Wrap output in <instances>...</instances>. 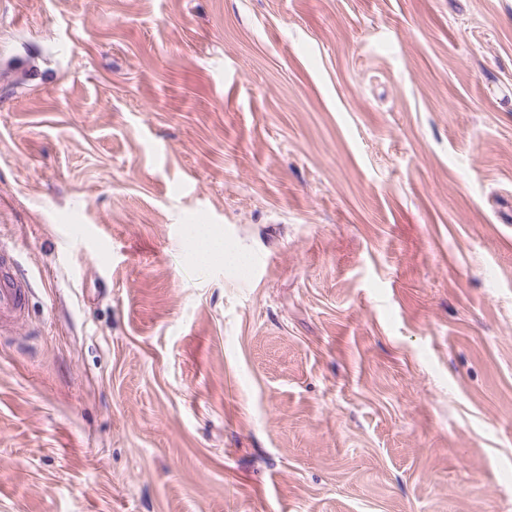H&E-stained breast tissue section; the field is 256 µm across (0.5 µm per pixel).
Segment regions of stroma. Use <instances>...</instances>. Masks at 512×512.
Here are the masks:
<instances>
[{
  "label": "stroma",
  "mask_w": 512,
  "mask_h": 512,
  "mask_svg": "<svg viewBox=\"0 0 512 512\" xmlns=\"http://www.w3.org/2000/svg\"><path fill=\"white\" fill-rule=\"evenodd\" d=\"M0 512H512V0H0ZM31 283L15 272L11 249L0 246V328L6 320L19 322L27 311Z\"/></svg>",
  "instance_id": "stroma-1"
}]
</instances>
